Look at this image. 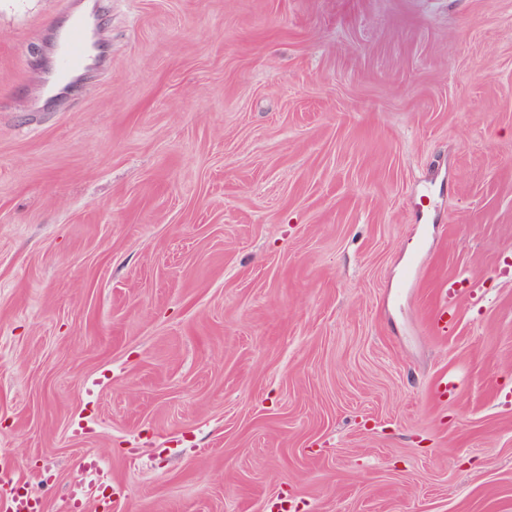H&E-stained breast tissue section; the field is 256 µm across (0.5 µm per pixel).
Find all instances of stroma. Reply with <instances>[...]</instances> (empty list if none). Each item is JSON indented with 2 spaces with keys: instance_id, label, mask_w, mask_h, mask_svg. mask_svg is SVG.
Returning a JSON list of instances; mask_svg holds the SVG:
<instances>
[{
  "instance_id": "1",
  "label": "stroma",
  "mask_w": 512,
  "mask_h": 512,
  "mask_svg": "<svg viewBox=\"0 0 512 512\" xmlns=\"http://www.w3.org/2000/svg\"><path fill=\"white\" fill-rule=\"evenodd\" d=\"M64 2L0 0V462L45 512L87 458L114 512H512V0H102L53 101ZM459 280L448 278L445 288H441L442 300L431 316V329L440 336L448 335V329L453 324L460 299L465 293L464 288H457Z\"/></svg>"
}]
</instances>
